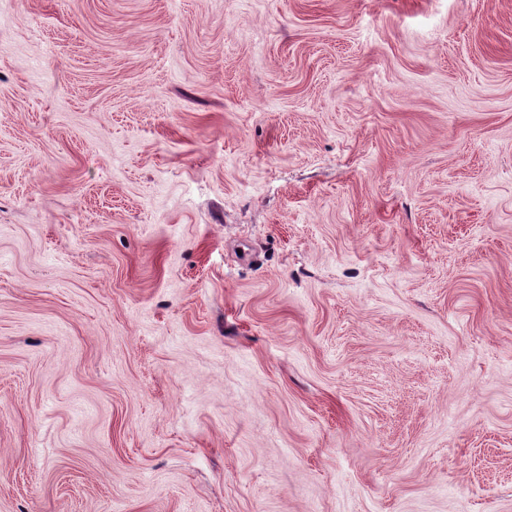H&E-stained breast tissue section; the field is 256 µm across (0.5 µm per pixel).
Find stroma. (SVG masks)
I'll return each instance as SVG.
<instances>
[{"mask_svg": "<svg viewBox=\"0 0 512 512\" xmlns=\"http://www.w3.org/2000/svg\"><path fill=\"white\" fill-rule=\"evenodd\" d=\"M0 512H512V0H0Z\"/></svg>", "mask_w": 512, "mask_h": 512, "instance_id": "35a3bbf8", "label": "stroma"}]
</instances>
